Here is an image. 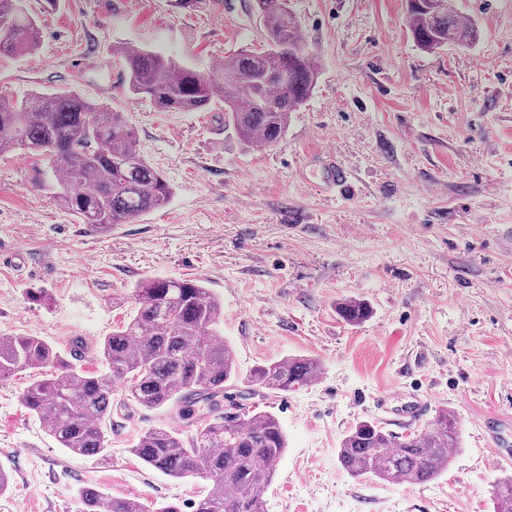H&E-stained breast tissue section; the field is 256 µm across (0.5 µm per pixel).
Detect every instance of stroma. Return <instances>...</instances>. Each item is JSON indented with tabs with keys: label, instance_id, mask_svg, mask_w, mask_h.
<instances>
[{
	"label": "stroma",
	"instance_id": "obj_1",
	"mask_svg": "<svg viewBox=\"0 0 512 512\" xmlns=\"http://www.w3.org/2000/svg\"><path fill=\"white\" fill-rule=\"evenodd\" d=\"M457 5L479 40L431 53L412 39L406 0H288L316 85L282 138L247 150L222 100L158 112L130 97L112 48L208 70L263 44L253 0H19L40 46L0 56V94L74 89L123 113L173 196L97 235L56 204L45 159L1 157L0 335L39 336L63 354L81 337L92 352L78 368L103 374L96 347L133 312L138 281L203 279L224 304L221 334L241 373L220 411L272 412L287 435L266 512H494L497 483L512 477V465L487 467L483 426L512 414V0ZM323 151L347 170L348 192L324 184ZM349 298L370 305L367 321L339 316ZM288 356L318 360L314 382L248 394L255 365ZM32 377L0 380V512H80L85 486L152 507L209 490L131 452L148 429L187 439L195 421L116 403L108 460L73 455L23 405ZM396 393L427 403L408 431L443 408L457 419L447 472L423 485L356 478L337 458L360 421L407 431L379 405Z\"/></svg>",
	"mask_w": 512,
	"mask_h": 512
}]
</instances>
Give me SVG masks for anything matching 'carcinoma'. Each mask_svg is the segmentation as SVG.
<instances>
[{
  "label": "carcinoma",
  "instance_id": "1",
  "mask_svg": "<svg viewBox=\"0 0 512 512\" xmlns=\"http://www.w3.org/2000/svg\"><path fill=\"white\" fill-rule=\"evenodd\" d=\"M261 2L266 47L226 56L207 71L144 47H113L128 73L126 93L158 112H201L220 96L224 122L245 148L276 143L315 88L317 67L301 48L297 20L283 0ZM407 10L412 37L425 51L478 40V30L460 21L456 0H407ZM39 42L35 20L18 12L17 0H0V55L30 54ZM18 150L49 161L60 187L56 202L85 224H131L167 205L172 195L167 180L140 153L136 131L123 114L78 91L21 101L0 95V156ZM133 296L130 320L100 343L107 374L76 370L40 336H0V379L22 370H58L32 381L22 401L60 447L74 454L108 452L103 425L119 395L190 418L199 403L215 411L224 385L239 376L234 351L220 334L224 306L205 281L152 277L138 282ZM338 313L356 325L371 309L348 299ZM317 369L314 360L301 357L260 364L246 378L248 394L295 391ZM458 438L457 422L446 409L417 435L397 436L361 421L342 439L338 459L354 476L424 484L448 470ZM285 448L275 415L226 413L188 440L170 428H152L139 436L132 453L168 477L210 480L211 490L191 503L192 512H264L263 499ZM78 497L81 512H146L138 499L110 497L92 487L81 488ZM495 500V512H512L511 477L499 483Z\"/></svg>",
  "mask_w": 512,
  "mask_h": 512
}]
</instances>
